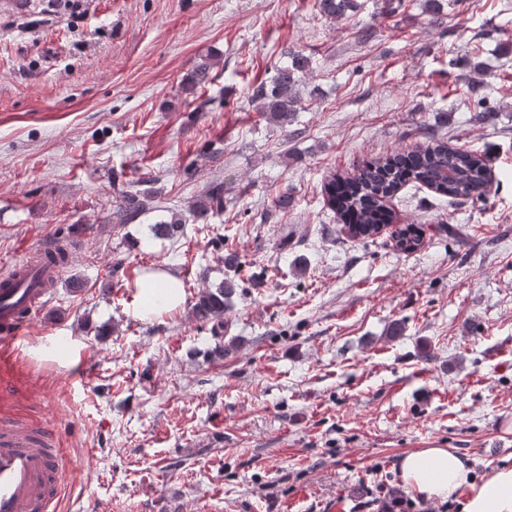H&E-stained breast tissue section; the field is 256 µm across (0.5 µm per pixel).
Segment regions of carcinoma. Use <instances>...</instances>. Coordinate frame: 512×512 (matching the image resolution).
<instances>
[{"label": "carcinoma", "instance_id": "carcinoma-1", "mask_svg": "<svg viewBox=\"0 0 512 512\" xmlns=\"http://www.w3.org/2000/svg\"><path fill=\"white\" fill-rule=\"evenodd\" d=\"M319 11L331 18H342L356 8V0H318ZM310 58L296 51L290 63L275 68L273 76L252 88L251 102L268 120L288 129L300 102L301 76L309 70ZM211 64L203 60L191 73L192 86L204 88L211 82ZM491 168L489 158L470 148L452 147L434 136L412 152L359 163L351 176L336 173L324 185L328 203L345 220L353 238H372L390 221L386 202L404 185L412 182L435 192L463 200H481L487 194ZM151 189L122 190L115 200L113 220L121 223L135 219L152 209ZM204 220L224 214V185L216 182L193 208ZM185 221L174 214L168 221L154 224L160 237L174 238L184 231ZM424 230L416 224H403L392 230V239L400 252H411L423 244ZM238 284L229 278L219 287L201 290L193 305L194 317L211 324L212 336L223 338L224 311Z\"/></svg>", "mask_w": 512, "mask_h": 512}]
</instances>
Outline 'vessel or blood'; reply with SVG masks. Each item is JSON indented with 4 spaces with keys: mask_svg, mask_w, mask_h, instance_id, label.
Wrapping results in <instances>:
<instances>
[{
    "mask_svg": "<svg viewBox=\"0 0 512 512\" xmlns=\"http://www.w3.org/2000/svg\"><path fill=\"white\" fill-rule=\"evenodd\" d=\"M62 263L35 266L28 259L0 274V400L20 391L26 377L15 344L43 308L46 280H59ZM67 455L57 435L40 422L0 413V512H61Z\"/></svg>",
    "mask_w": 512,
    "mask_h": 512,
    "instance_id": "b4317fda",
    "label": "vessel or blood"
}]
</instances>
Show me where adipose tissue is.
Returning a JSON list of instances; mask_svg holds the SVG:
<instances>
[{
    "label": "adipose tissue",
    "mask_w": 512,
    "mask_h": 512,
    "mask_svg": "<svg viewBox=\"0 0 512 512\" xmlns=\"http://www.w3.org/2000/svg\"><path fill=\"white\" fill-rule=\"evenodd\" d=\"M405 486L429 500L450 497L467 482L463 461L446 448H422L407 454L401 463ZM467 512H512V469L488 474L473 487Z\"/></svg>",
    "instance_id": "adipose-tissue-1"
}]
</instances>
